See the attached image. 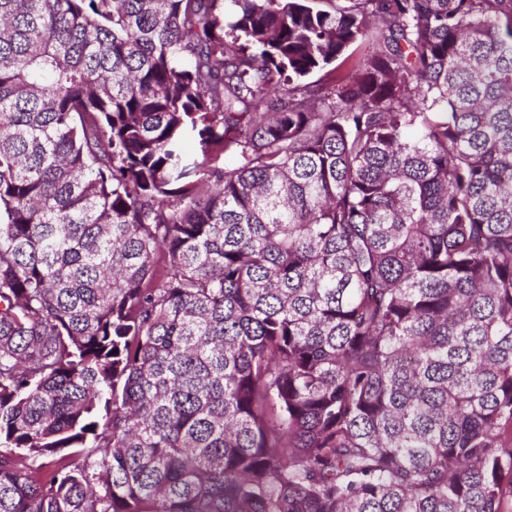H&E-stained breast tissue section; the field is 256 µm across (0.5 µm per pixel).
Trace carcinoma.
<instances>
[{
  "instance_id": "1",
  "label": "carcinoma",
  "mask_w": 512,
  "mask_h": 512,
  "mask_svg": "<svg viewBox=\"0 0 512 512\" xmlns=\"http://www.w3.org/2000/svg\"><path fill=\"white\" fill-rule=\"evenodd\" d=\"M0 512H512V0H0Z\"/></svg>"
}]
</instances>
